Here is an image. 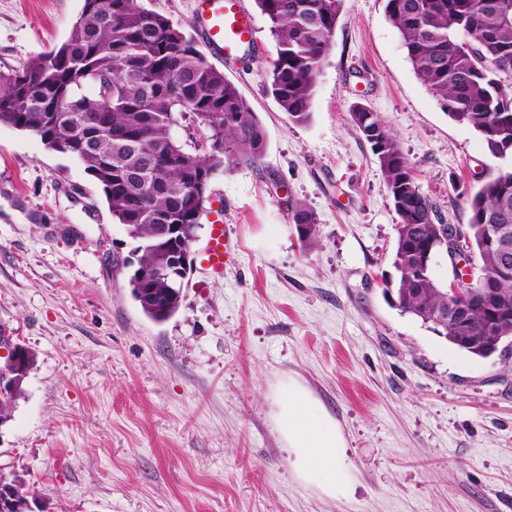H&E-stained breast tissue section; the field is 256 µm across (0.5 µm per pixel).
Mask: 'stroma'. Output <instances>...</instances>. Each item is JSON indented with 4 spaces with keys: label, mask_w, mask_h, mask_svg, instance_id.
I'll return each mask as SVG.
<instances>
[{
    "label": "stroma",
    "mask_w": 512,
    "mask_h": 512,
    "mask_svg": "<svg viewBox=\"0 0 512 512\" xmlns=\"http://www.w3.org/2000/svg\"><path fill=\"white\" fill-rule=\"evenodd\" d=\"M193 37V0H139ZM214 58L259 116L261 162L211 183L195 243L223 216L220 278L195 266L156 322L131 294L137 240L75 158L0 124V326L34 356L0 469L44 512H512V358H480L401 314L398 216L350 112L394 134L441 221L463 224L499 166L416 77L385 0H344L307 124L267 93L274 45ZM83 0H0V71L64 42ZM312 210L319 243L292 215ZM297 381L338 421L352 477L329 497L295 476L274 400Z\"/></svg>",
    "instance_id": "1"
}]
</instances>
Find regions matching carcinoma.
I'll use <instances>...</instances> for the list:
<instances>
[{
  "label": "carcinoma",
  "instance_id": "1",
  "mask_svg": "<svg viewBox=\"0 0 512 512\" xmlns=\"http://www.w3.org/2000/svg\"><path fill=\"white\" fill-rule=\"evenodd\" d=\"M274 41L268 91L288 119H311L316 78L343 0H255ZM418 79L452 119L472 126L490 155L512 158V0H385ZM469 34L472 48H460ZM189 116L192 146L173 138ZM370 144L398 215L392 289L401 313L471 354L512 340V166L485 171L468 201L469 247L494 279L505 309L495 318L474 296L448 307V289L421 279L414 263L437 238L438 207L421 191L388 126L367 106L351 112ZM0 122L32 133L47 149L76 156L102 186L112 217L139 241L131 292L155 321L174 315L181 289L154 279L163 256L158 224L197 235L212 177L255 164L266 149L257 113L194 38L138 0H83L69 37L16 69L0 71ZM293 223L309 248L317 218L296 206Z\"/></svg>",
  "mask_w": 512,
  "mask_h": 512
}]
</instances>
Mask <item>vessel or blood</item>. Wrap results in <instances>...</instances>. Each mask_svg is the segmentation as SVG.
Masks as SVG:
<instances>
[{
	"label": "vessel or blood",
	"mask_w": 512,
	"mask_h": 512,
	"mask_svg": "<svg viewBox=\"0 0 512 512\" xmlns=\"http://www.w3.org/2000/svg\"><path fill=\"white\" fill-rule=\"evenodd\" d=\"M196 11L207 44L224 60H235L241 46L256 44V29L244 0H196ZM201 262L214 276H223V225H211Z\"/></svg>",
	"instance_id": "1"
}]
</instances>
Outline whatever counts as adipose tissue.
Here are the masks:
<instances>
[{"instance_id":"obj_1","label":"adipose tissue","mask_w":512,"mask_h":512,"mask_svg":"<svg viewBox=\"0 0 512 512\" xmlns=\"http://www.w3.org/2000/svg\"><path fill=\"white\" fill-rule=\"evenodd\" d=\"M277 426L297 478L328 496L347 494L351 474L345 464L346 440L336 419L296 381L277 401Z\"/></svg>"}]
</instances>
